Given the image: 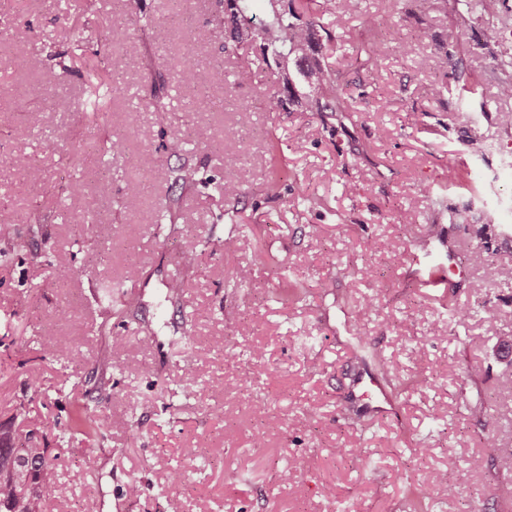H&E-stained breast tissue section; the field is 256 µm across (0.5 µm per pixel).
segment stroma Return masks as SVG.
Returning <instances> with one entry per match:
<instances>
[{
    "label": "stroma",
    "mask_w": 512,
    "mask_h": 512,
    "mask_svg": "<svg viewBox=\"0 0 512 512\" xmlns=\"http://www.w3.org/2000/svg\"><path fill=\"white\" fill-rule=\"evenodd\" d=\"M217 3L15 0L0 16V224L25 243L0 253V426L56 445L45 512H412V485L431 489L425 512H512V460L482 447L512 448V391L499 387L512 374L500 354L512 286L487 273L512 266L501 243L512 169L490 150L512 117L500 93L512 46L484 33L512 26V0L490 18L477 0H360L343 28L322 16L350 107L329 124L270 108L256 81H239L261 65L250 48L225 51L223 31L189 37ZM139 13L151 28L113 31L114 17ZM365 13L384 29L368 30ZM186 58L193 91L175 73ZM157 75L161 112L148 93ZM97 81L111 106L90 121L76 105ZM101 128L124 134L122 151ZM174 136L185 152L167 151ZM75 140L85 148L71 157ZM19 152L40 187L12 164ZM452 160L466 186L449 185ZM185 164L213 186L175 184ZM77 178L83 192L67 195ZM226 179L236 195L217 191ZM173 197L174 222H160ZM432 259L447 263L451 292L430 285ZM239 269L246 284L231 280ZM286 279L298 298L280 296ZM110 286L133 288L131 304L102 309ZM453 304L468 309L463 324ZM76 398L99 409L105 438L91 454L52 431ZM85 468L92 483L75 484ZM439 474L450 494L433 489Z\"/></svg>",
    "instance_id": "35a3bbf8"
}]
</instances>
